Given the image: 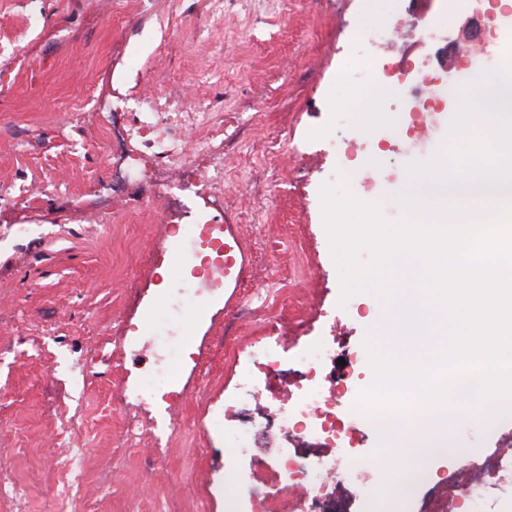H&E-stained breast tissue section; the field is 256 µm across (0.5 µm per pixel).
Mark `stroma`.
<instances>
[{
    "mask_svg": "<svg viewBox=\"0 0 512 512\" xmlns=\"http://www.w3.org/2000/svg\"><path fill=\"white\" fill-rule=\"evenodd\" d=\"M0 0V187L27 184L20 200L0 196V464L24 492L22 512H224V442L207 424L224 408L237 361L253 343L293 350L334 335L372 380L364 342L385 308L370 293L340 299L324 228L320 188L349 177L348 193L380 203L391 220L406 216L398 190L409 164L448 143L456 95L485 55L508 54L497 0H229L215 15L210 0ZM400 34L380 52L381 81L400 126L360 130L349 103L355 43L365 23ZM472 30L479 51L447 65L436 46ZM436 46H424L426 31ZM444 83L434 111L411 109L420 73ZM142 76L150 90L182 89L188 105L222 101L239 113L246 142L231 153L234 171L225 223L267 211L263 234L243 246L239 280L210 297L206 317L183 326L195 366L180 371L183 394L156 421L173 417L170 446L142 437L120 444L132 409L124 389L144 368L147 348L124 343V327L150 324L178 281L168 279L174 248L143 215L108 224L90 214L111 210L112 171L102 124L84 112L92 97ZM272 141L259 157L250 141ZM376 159L372 178L351 164ZM113 342L114 351L100 346ZM207 384L209 396L196 390ZM512 418L477 421L455 431L440 475L498 448ZM380 442L365 432L358 449L368 465L348 486L342 512H418L430 480L396 498L371 501Z\"/></svg>",
    "mask_w": 512,
    "mask_h": 512,
    "instance_id": "stroma-1",
    "label": "stroma"
}]
</instances>
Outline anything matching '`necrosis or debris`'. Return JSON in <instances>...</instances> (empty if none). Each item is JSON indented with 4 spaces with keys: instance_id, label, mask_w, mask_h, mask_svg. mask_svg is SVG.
Here are the masks:
<instances>
[{
    "instance_id": "4bbe7bcc",
    "label": "necrosis or debris",
    "mask_w": 512,
    "mask_h": 512,
    "mask_svg": "<svg viewBox=\"0 0 512 512\" xmlns=\"http://www.w3.org/2000/svg\"><path fill=\"white\" fill-rule=\"evenodd\" d=\"M94 111L122 117L112 137L106 163L115 191L126 208L152 216L154 223L174 228L185 213L169 202L170 190L186 192L197 201V234L182 241L191 267L200 275L184 279L173 310L177 319L200 312V288L220 287L238 275L234 261L240 240L231 236L216 216L224 210L227 192L224 167L230 149L241 142L239 126L225 123L222 113L186 105L178 90L145 93L139 86L95 98ZM204 130L197 146H189L190 132ZM152 363L130 381L137 407L157 406L179 394L177 372L184 342L175 321L151 336ZM298 377L281 390L279 421L291 443L267 466L244 465L251 432L237 421L240 391H249L255 411H264L267 382L262 373L272 361L269 345H253L236 376L233 392L224 397L223 411L209 419L212 431L224 439V487L231 491L229 512H335L333 502L365 462L354 451V435L372 420L359 413L336 412V392L358 400L361 384L349 368H337L336 349L318 336L293 354ZM512 493V439L503 438L492 455L455 471L439 484L424 512H451L466 498L471 512H494L502 496Z\"/></svg>"
}]
</instances>
